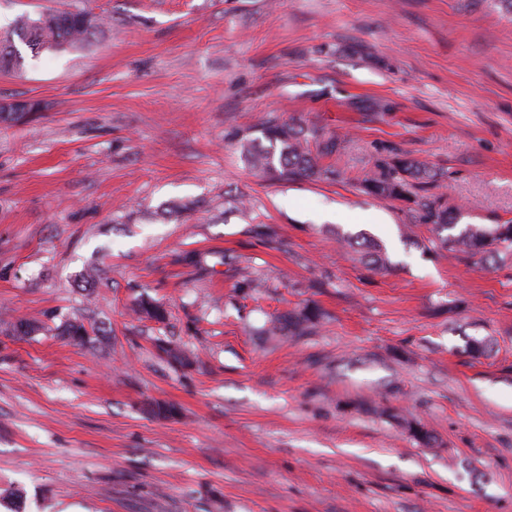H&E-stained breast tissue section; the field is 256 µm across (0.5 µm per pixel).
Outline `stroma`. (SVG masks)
Returning a JSON list of instances; mask_svg holds the SVG:
<instances>
[{"label": "stroma", "instance_id": "1", "mask_svg": "<svg viewBox=\"0 0 512 512\" xmlns=\"http://www.w3.org/2000/svg\"><path fill=\"white\" fill-rule=\"evenodd\" d=\"M75 8L111 31L0 71V99L39 105L0 120V512H512V259L478 268L416 204L512 221V12L0 0V28ZM265 117L338 137L335 177L254 171L230 137ZM403 158L438 181L412 201L363 192ZM346 233L377 239L391 269ZM144 294L166 321L138 317ZM306 305L323 314L310 334L261 335ZM73 316L106 331L97 349L56 336ZM19 318L42 331L13 336Z\"/></svg>", "mask_w": 512, "mask_h": 512}]
</instances>
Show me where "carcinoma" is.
Wrapping results in <instances>:
<instances>
[{
	"mask_svg": "<svg viewBox=\"0 0 512 512\" xmlns=\"http://www.w3.org/2000/svg\"><path fill=\"white\" fill-rule=\"evenodd\" d=\"M112 25V19L90 9L48 11L32 17L18 16L10 29L0 33V71L19 69L24 59L15 45L20 40L32 50L59 51L85 45ZM262 138L238 137L236 142L251 166L261 172L281 178H329L335 171L323 165L322 160L339 151L335 137L327 138L317 131L304 128L275 118H267L259 125ZM268 145H263V142ZM435 178L434 172L416 160L401 159L396 168L382 170L365 179L364 187L371 193L390 198L402 199L411 193L415 183H425ZM420 218L432 226L441 243L469 257L474 264L489 267L502 262L512 251V224H496L487 227L482 224H467L456 234H446L456 227L448 217V206L438 199L423 198L419 201ZM349 245L361 247L369 263L377 269L391 265L386 251L368 238L344 237ZM138 314L162 322L167 311L162 304L144 299L140 302ZM321 317L318 309L305 307L288 313L274 321L271 331L288 333L290 336H305ZM41 326L32 320L20 319L12 324L15 336H32ZM59 335L75 345L90 341V333L81 321L69 320L59 327ZM413 438L424 445L434 442L431 433L418 421L408 422Z\"/></svg>",
	"mask_w": 512,
	"mask_h": 512,
	"instance_id": "carcinoma-1",
	"label": "carcinoma"
}]
</instances>
